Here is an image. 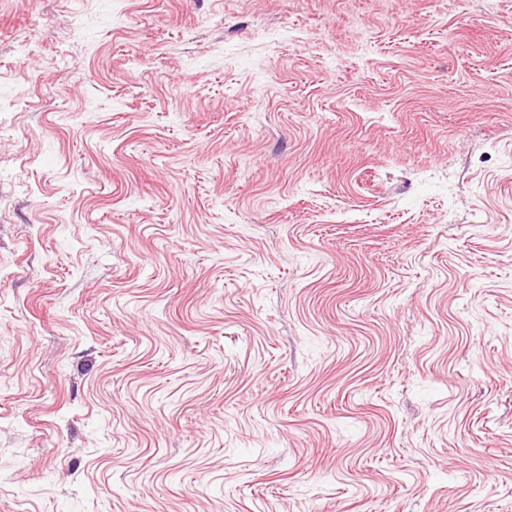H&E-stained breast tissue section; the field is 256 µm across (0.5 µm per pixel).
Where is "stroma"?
Returning a JSON list of instances; mask_svg holds the SVG:
<instances>
[{
	"mask_svg": "<svg viewBox=\"0 0 512 512\" xmlns=\"http://www.w3.org/2000/svg\"><path fill=\"white\" fill-rule=\"evenodd\" d=\"M0 512H512V0H0Z\"/></svg>",
	"mask_w": 512,
	"mask_h": 512,
	"instance_id": "35a3bbf8",
	"label": "stroma"
}]
</instances>
